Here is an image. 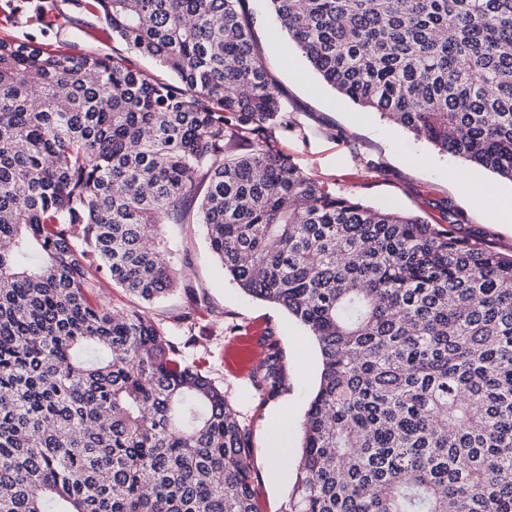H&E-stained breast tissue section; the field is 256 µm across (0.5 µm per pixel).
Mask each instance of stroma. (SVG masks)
<instances>
[{
  "instance_id": "stroma-1",
  "label": "stroma",
  "mask_w": 512,
  "mask_h": 512,
  "mask_svg": "<svg viewBox=\"0 0 512 512\" xmlns=\"http://www.w3.org/2000/svg\"><path fill=\"white\" fill-rule=\"evenodd\" d=\"M18 9L11 21L0 18V38L50 43L72 53L124 52L123 44L102 33L99 13L75 8L71 0H14ZM58 12L55 26L32 28L25 22L37 5ZM254 19L260 53L288 112L287 127L268 134L308 176L336 193L369 205L411 213L428 223L442 221L445 208L463 215L472 230L486 234L499 248H512V222L474 205L456 182L465 174L475 183L512 190V182L435 149L409 131L341 99L312 70L297 46L282 33L266 0H247ZM161 234L176 251V287L162 300L147 303L130 295L104 272H96L98 301L118 311L138 309L155 318L170 339L181 347L182 359L200 366L222 386L252 435L253 463L261 478L259 512H278L295 478L294 467L275 472L272 451L287 445L291 456L300 453V421L320 377V354L305 329L281 308L245 296L225 276L211 254L203 225L165 224ZM194 317V345L184 346L178 318ZM261 322L275 328L288 364V389L263 401L248 380L234 377L225 366V347L246 326ZM288 417V439L280 441L273 424Z\"/></svg>"
}]
</instances>
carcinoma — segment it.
Segmentation results:
<instances>
[{"instance_id": "cac0c4a2", "label": "carcinoma", "mask_w": 512, "mask_h": 512, "mask_svg": "<svg viewBox=\"0 0 512 512\" xmlns=\"http://www.w3.org/2000/svg\"><path fill=\"white\" fill-rule=\"evenodd\" d=\"M245 2L80 0L169 81L0 38V512H258L224 390L95 299L173 290L163 224L318 346L279 512H512V250L304 174ZM268 2L342 97L512 182V0ZM251 383L288 390L278 345Z\"/></svg>"}]
</instances>
